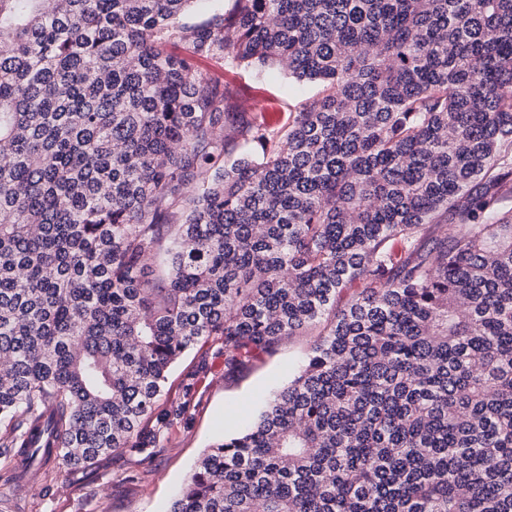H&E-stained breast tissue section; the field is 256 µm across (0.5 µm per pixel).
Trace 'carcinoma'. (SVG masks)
<instances>
[{
  "mask_svg": "<svg viewBox=\"0 0 512 512\" xmlns=\"http://www.w3.org/2000/svg\"><path fill=\"white\" fill-rule=\"evenodd\" d=\"M0 0V457L155 456L167 374L314 336L167 512H512V0ZM324 93L232 112L188 59ZM224 0L198 1L191 4L190 8L184 14L181 23L194 25L207 19L211 14L222 8Z\"/></svg>",
  "mask_w": 512,
  "mask_h": 512,
  "instance_id": "obj_1",
  "label": "carcinoma"
}]
</instances>
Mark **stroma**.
<instances>
[{"mask_svg":"<svg viewBox=\"0 0 512 512\" xmlns=\"http://www.w3.org/2000/svg\"><path fill=\"white\" fill-rule=\"evenodd\" d=\"M195 66L236 88L234 107L246 110L262 98L280 122L321 90L320 84L296 81L275 66L228 70L212 60L196 61ZM311 342L307 335L284 338L274 356L229 375L216 354L220 340L197 346L172 369L165 388L169 398L178 399L187 374H195L190 419L161 433L152 463L105 456L80 478L58 466L43 487L21 491L11 480L9 462L0 459V512H166L203 450L225 430L249 422L260 403L287 382ZM132 472L137 480H129Z\"/></svg>","mask_w":512,"mask_h":512,"instance_id":"obj_1","label":"stroma"}]
</instances>
